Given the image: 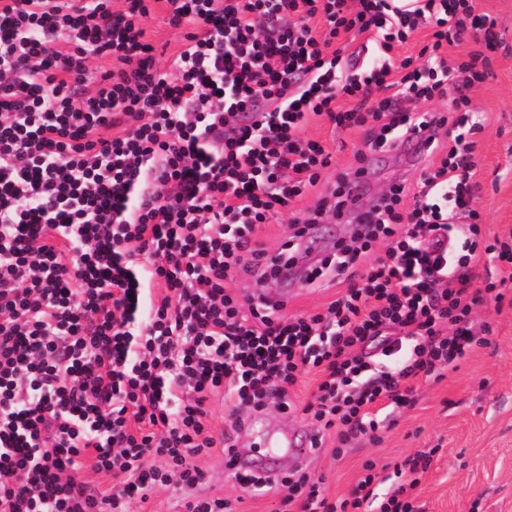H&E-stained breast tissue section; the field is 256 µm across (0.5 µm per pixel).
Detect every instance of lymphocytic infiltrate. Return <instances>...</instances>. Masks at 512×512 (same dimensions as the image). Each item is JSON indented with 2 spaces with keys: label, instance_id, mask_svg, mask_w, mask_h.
<instances>
[{
  "label": "lymphocytic infiltrate",
  "instance_id": "1",
  "mask_svg": "<svg viewBox=\"0 0 512 512\" xmlns=\"http://www.w3.org/2000/svg\"><path fill=\"white\" fill-rule=\"evenodd\" d=\"M122 2L0 0V512H126L128 498L196 485L216 445L209 398L233 402L236 430L270 401L290 408L304 373L319 377L303 406L314 444L330 429L343 446L375 433L376 407L407 403L404 382L450 367L473 344V311L503 301L476 286L480 255L512 267L511 244L483 245L472 206L483 125L468 93L486 59L442 55L499 41L469 0L392 14L387 0ZM159 6L185 32L166 65L145 38ZM422 26L424 64L395 59ZM349 32L360 45L333 48ZM451 89L452 107L418 111ZM322 117L362 130L355 172L290 216L294 239L267 256L262 225L332 164L305 135ZM416 132L429 144L416 186L392 183L337 257L303 272L343 283L325 312L240 302L237 278L304 259L298 238L342 217L369 154ZM458 232L462 252L439 249ZM372 345L392 370L372 368ZM87 468L111 487L84 481ZM376 479L332 501L304 472L288 497L300 512H411L417 480L380 494Z\"/></svg>",
  "mask_w": 512,
  "mask_h": 512
}]
</instances>
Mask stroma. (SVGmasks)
I'll use <instances>...</instances> for the list:
<instances>
[{
	"instance_id": "1",
	"label": "stroma",
	"mask_w": 512,
	"mask_h": 512,
	"mask_svg": "<svg viewBox=\"0 0 512 512\" xmlns=\"http://www.w3.org/2000/svg\"><path fill=\"white\" fill-rule=\"evenodd\" d=\"M473 3L496 19L501 37L500 45L487 53L490 76L469 92L471 107L483 123L475 136L473 204L487 230L503 238L512 236V0ZM305 134L328 148L337 170L355 167L361 132L314 122ZM370 168V191L360 199L364 205L390 183L413 184L420 177L419 166L393 154L371 155ZM475 272L504 279L508 298L503 305L487 301L472 313L469 327L478 345L444 369L442 378L413 380L410 404L387 408L377 430L379 442L364 436L341 448L335 431H327L303 463L280 458L284 478L305 471L336 500L348 497L364 464H373L380 476L407 481L414 476L405 470V462L428 452L431 464L417 476L419 485L410 497L416 512H512V278H505L493 261L482 262ZM288 289L296 296L283 310L288 318L323 310L338 291L334 285L314 288L300 281ZM316 386L315 374L305 375L291 396L290 409L269 406L258 417L261 431L246 427L234 433L236 450L261 448L265 432H315V422L302 407ZM219 455V449H212L201 457L200 466L211 473ZM287 496V487L278 486L253 497L236 474L211 473L192 487L161 488L145 502L132 499L128 512H185L186 502L217 498L232 503L235 512H289Z\"/></svg>"
}]
</instances>
